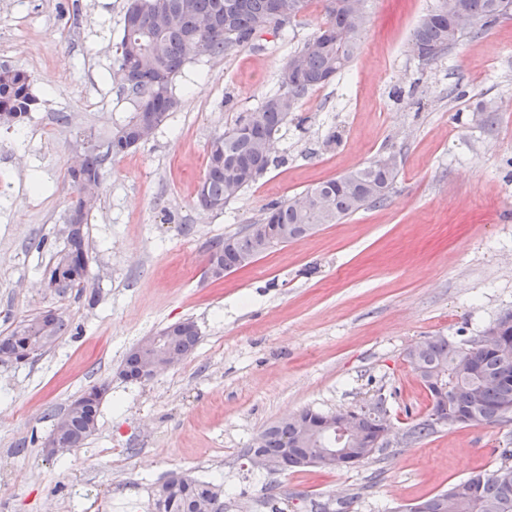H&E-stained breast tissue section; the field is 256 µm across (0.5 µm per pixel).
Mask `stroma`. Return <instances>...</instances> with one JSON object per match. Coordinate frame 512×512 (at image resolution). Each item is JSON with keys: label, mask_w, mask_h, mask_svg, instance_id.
Masks as SVG:
<instances>
[{"label": "stroma", "mask_w": 512, "mask_h": 512, "mask_svg": "<svg viewBox=\"0 0 512 512\" xmlns=\"http://www.w3.org/2000/svg\"><path fill=\"white\" fill-rule=\"evenodd\" d=\"M435 2L369 0L357 56L277 134L282 164L212 212L196 204L210 137L275 89L319 7L189 60L178 111L113 158L134 110L112 81L124 0H0V65L26 70L39 100L22 129L0 127V335L48 306L68 324L41 354L0 363V512H153L155 485L182 472L221 477L224 512H401L500 464L512 423L409 436L430 405L410 345L467 341L512 311V18L425 62L408 43ZM90 145L106 156L90 283L60 295L46 269L65 246L67 168ZM386 156L399 175L385 203L205 276L210 242L269 202ZM185 319L200 332L191 356L123 378L132 347ZM94 385L95 433L47 456L58 416ZM380 396L396 434L360 465L266 475L243 457L283 417Z\"/></svg>", "instance_id": "1"}]
</instances>
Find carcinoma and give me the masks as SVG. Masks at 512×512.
Wrapping results in <instances>:
<instances>
[{
  "mask_svg": "<svg viewBox=\"0 0 512 512\" xmlns=\"http://www.w3.org/2000/svg\"><path fill=\"white\" fill-rule=\"evenodd\" d=\"M310 0H127L123 33L116 48L113 78L135 99V111L127 123L112 134L110 152L118 157L145 143L161 127L180 102L173 84L190 59L186 44L193 42L200 58L222 57L251 44L264 29L282 28L278 12L296 18ZM322 14L317 31L283 62L278 89L264 98L253 112L240 117L229 129L214 134L206 150V165L197 189V204L219 211L232 198L253 186L268 170L273 158L272 139L288 122L300 101L312 90L330 83L354 58L359 37L366 29L367 10L358 3L367 0H320ZM459 24L448 17L442 5L425 15L413 31L411 47L431 62L464 37L483 31L512 15V0H456ZM37 103L31 92L30 75L21 68L0 67V125L22 126ZM103 158L93 150L82 154L78 167H68L73 196L66 214V246L56 254L49 283L62 290L88 285V250L84 226L97 208L102 185ZM399 170L392 158L369 161L339 177L322 181L306 193L321 201L303 207L295 197L268 203L257 224L290 233L315 230L334 224L369 206L387 200ZM250 224L240 233L211 243L206 263L231 269L244 258L257 259L287 240L271 237L262 244ZM498 341L489 346L456 344L446 336H428L420 348L405 354L414 374L429 391L431 408L416 423L411 434L425 437L435 431L438 419L450 426L506 424L512 422V313L494 321ZM67 328L65 320L49 309L20 320L6 336H0V355L22 359L42 347L45 337L57 338ZM163 347L189 356L199 342L191 320L174 323L160 332ZM141 355L132 349L124 360L122 375L140 378ZM78 400L84 403L66 418L68 439L82 446L96 431L102 396L93 386ZM379 398L360 413L361 428L377 449L387 446L386 427ZM329 414L303 410L296 419L279 421L254 439L246 452L256 451L272 460L274 471L317 465V449L331 448L333 439L323 421ZM502 463L476 473L450 489L406 508V512H512V450H502ZM211 505V512H224L222 485L177 473L159 484L154 493V512H194L198 503Z\"/></svg>",
  "mask_w": 512,
  "mask_h": 512,
  "instance_id": "carcinoma-1",
  "label": "carcinoma"
}]
</instances>
